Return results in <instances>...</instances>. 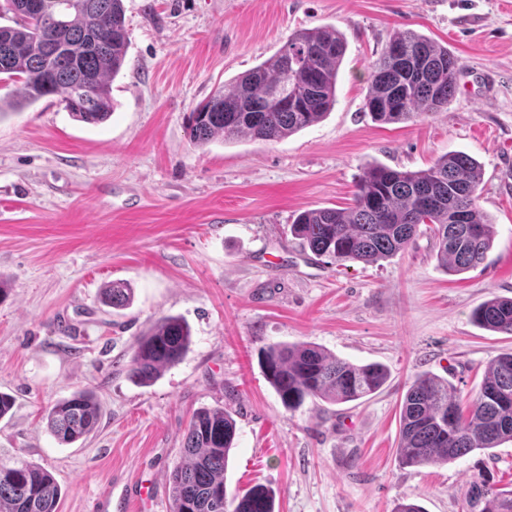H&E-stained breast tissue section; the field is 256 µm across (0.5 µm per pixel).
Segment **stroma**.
<instances>
[{
  "instance_id": "stroma-1",
  "label": "stroma",
  "mask_w": 512,
  "mask_h": 512,
  "mask_svg": "<svg viewBox=\"0 0 512 512\" xmlns=\"http://www.w3.org/2000/svg\"><path fill=\"white\" fill-rule=\"evenodd\" d=\"M128 53L114 112L92 125L59 97L0 118V448L46 468L58 512H92L111 487L138 492L125 512H171L169 474L192 413L236 421L226 487L262 484L275 512H468L471 481L512 484V442L448 463L401 464L400 412L419 374L476 394L512 336L474 309L512 298V0H124ZM336 27L346 51L336 104L277 141L190 142L186 117L273 55L298 29ZM458 60L457 91L430 116L374 122L372 64L395 30ZM462 151L482 166L478 204L495 225L482 264L452 275L419 233L375 263L315 256L290 232L309 209L348 206L362 170L428 169ZM132 290L104 306L109 282ZM164 316L191 331L177 365L151 384L128 376L137 337ZM311 342L390 377L362 403L306 400L286 410L261 358ZM100 402L97 432L71 445L46 427L73 392Z\"/></svg>"
}]
</instances>
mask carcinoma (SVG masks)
<instances>
[{
  "label": "carcinoma",
  "mask_w": 512,
  "mask_h": 512,
  "mask_svg": "<svg viewBox=\"0 0 512 512\" xmlns=\"http://www.w3.org/2000/svg\"><path fill=\"white\" fill-rule=\"evenodd\" d=\"M47 3L48 17L29 19L20 14L21 0H0V18L11 21L0 25V81L17 86L19 94L9 106L58 96L77 120L103 123L112 115L111 80L127 56L123 0ZM345 51L343 36L332 26L293 32L274 55L202 103L203 111L190 113V141L206 145L217 137L230 142L242 136L274 141L311 126L336 104ZM373 69L365 109L378 123L429 115L456 91L457 59L412 30L393 33ZM481 183L479 163L464 152L442 155L417 172L369 165L348 206L305 210L290 231L317 256L369 263L405 250L424 224L438 262L461 273L481 263L493 241L494 224L478 204ZM457 213L464 223L453 222ZM130 300L131 289L120 282L102 289V301L112 307ZM472 318L511 336L512 299H489ZM190 336L178 317L157 320L136 339L129 377L150 383L182 360ZM262 368L288 410L308 398L355 402L379 391L389 377L380 364H356L307 342L269 346ZM46 419L51 435L70 445L96 431L100 406L93 392L79 390L57 401ZM235 436L236 421L226 410L194 412L181 460L170 474L171 512H275L274 493L266 486L227 495L224 473ZM505 441H512V351L491 361L466 416L447 380L425 372L409 386L397 448L402 464L448 463ZM466 497L473 512H512V489L497 488L484 477L470 483ZM60 498L61 487L48 470L0 448V512H57Z\"/></svg>",
  "instance_id": "obj_1"
}]
</instances>
